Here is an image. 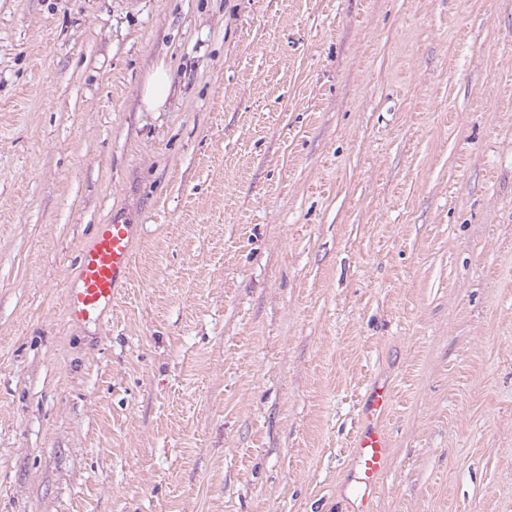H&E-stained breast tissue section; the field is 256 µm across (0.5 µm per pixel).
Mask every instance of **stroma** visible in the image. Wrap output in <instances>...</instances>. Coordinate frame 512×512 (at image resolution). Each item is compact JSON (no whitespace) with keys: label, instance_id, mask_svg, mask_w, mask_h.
<instances>
[{"label":"stroma","instance_id":"35a3bbf8","mask_svg":"<svg viewBox=\"0 0 512 512\" xmlns=\"http://www.w3.org/2000/svg\"><path fill=\"white\" fill-rule=\"evenodd\" d=\"M380 379L378 512H512V0H0V512H345ZM171 88L169 71L162 65L147 79L142 92V104L150 111H156L167 101ZM134 225L119 214L98 224L79 249L75 288H67L65 314L72 322H102L112 312L116 288L126 280L133 260Z\"/></svg>","mask_w":512,"mask_h":512}]
</instances>
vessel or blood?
Here are the masks:
<instances>
[{
	"instance_id": "vessel-or-blood-1",
	"label": "vessel or blood",
	"mask_w": 512,
	"mask_h": 512,
	"mask_svg": "<svg viewBox=\"0 0 512 512\" xmlns=\"http://www.w3.org/2000/svg\"><path fill=\"white\" fill-rule=\"evenodd\" d=\"M134 227L121 214L97 225L79 249L73 288L64 310L70 321H103L112 311L116 289L126 280L133 260ZM391 388L375 383L360 408L362 427L351 444L354 470L345 495L347 512H376L379 482L389 464V440L382 423L391 409Z\"/></svg>"
}]
</instances>
